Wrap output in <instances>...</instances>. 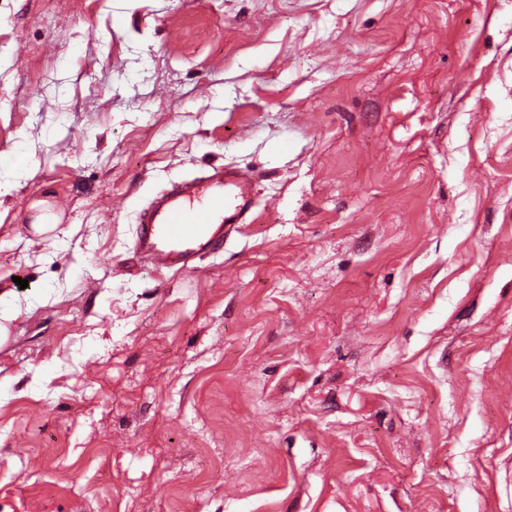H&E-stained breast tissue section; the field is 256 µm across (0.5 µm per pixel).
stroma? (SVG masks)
Masks as SVG:
<instances>
[{
  "label": "stroma",
  "mask_w": 512,
  "mask_h": 512,
  "mask_svg": "<svg viewBox=\"0 0 512 512\" xmlns=\"http://www.w3.org/2000/svg\"><path fill=\"white\" fill-rule=\"evenodd\" d=\"M0 180V512H512V0H0ZM259 196L254 176L210 166L170 181L136 213L133 250L153 271H180L224 250L251 224Z\"/></svg>",
  "instance_id": "1"
}]
</instances>
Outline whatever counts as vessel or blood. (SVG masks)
Here are the masks:
<instances>
[{
  "label": "vessel or blood",
  "mask_w": 512,
  "mask_h": 512,
  "mask_svg": "<svg viewBox=\"0 0 512 512\" xmlns=\"http://www.w3.org/2000/svg\"><path fill=\"white\" fill-rule=\"evenodd\" d=\"M259 196L254 176L212 166L169 182L136 213L133 250L152 270L180 271L223 251L252 223Z\"/></svg>",
  "instance_id": "vessel-or-blood-1"
}]
</instances>
